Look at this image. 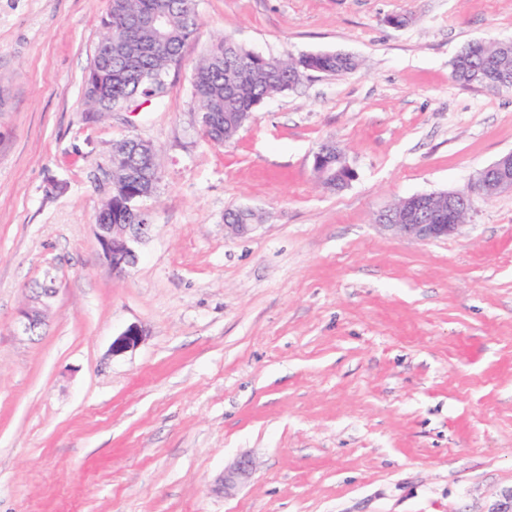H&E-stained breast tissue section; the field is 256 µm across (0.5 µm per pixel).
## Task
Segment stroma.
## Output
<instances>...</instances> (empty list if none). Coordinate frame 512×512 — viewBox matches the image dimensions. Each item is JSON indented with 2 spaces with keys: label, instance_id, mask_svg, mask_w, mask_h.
<instances>
[{
  "label": "stroma",
  "instance_id": "stroma-1",
  "mask_svg": "<svg viewBox=\"0 0 512 512\" xmlns=\"http://www.w3.org/2000/svg\"><path fill=\"white\" fill-rule=\"evenodd\" d=\"M108 0H0V512H499L512 499V192L457 236L375 214L468 192L512 152V89L451 62L512 40V0H196L159 102L85 112ZM404 15L395 28L388 19ZM266 57L345 52L229 142L191 74L221 37ZM157 153L153 231L114 275L95 236L112 145ZM356 177L325 191V142ZM252 208L238 237L224 213ZM54 288L38 335L19 311ZM134 349L113 355L128 327ZM256 471L231 494L225 468ZM336 143L325 142L314 155L313 169L316 176L319 178L321 186L329 192L342 191L343 183L340 182L337 172H333L332 163H336L340 168H344L352 176H354L353 169L348 163L344 153L338 150ZM254 464L250 456L242 455L235 463L224 471L220 486L226 492L246 482L252 477Z\"/></svg>",
  "mask_w": 512,
  "mask_h": 512
}]
</instances>
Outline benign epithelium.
Returning a JSON list of instances; mask_svg holds the SVG:
<instances>
[{
	"instance_id": "obj_1",
	"label": "benign epithelium",
	"mask_w": 512,
	"mask_h": 512,
	"mask_svg": "<svg viewBox=\"0 0 512 512\" xmlns=\"http://www.w3.org/2000/svg\"><path fill=\"white\" fill-rule=\"evenodd\" d=\"M135 154L145 167H153L154 150L152 146L138 138H127L113 155V164L128 168V156ZM348 172H353L344 153L333 142L323 143L314 155L313 169L321 186L329 192L343 190V183L338 174L333 172L332 164ZM158 177L143 182L137 192L127 198V209L133 214L135 224H97L95 235L103 257L112 268V273L122 276L138 261V245L150 234L152 229L151 212L144 206V201L155 191ZM497 193L502 190L512 191V152L503 155L495 163L485 168L470 192L461 194L447 192L443 198L436 194H416L408 200L416 203L415 207L402 209L390 206L376 214L377 221L386 229L406 238L420 242L445 240L460 230L462 224L455 221V216L467 205L473 195H483L485 191ZM244 221L240 224H227L232 234L246 235L254 228L255 213L250 208L242 209ZM23 330L28 335H35L43 325L42 312L38 306H30L20 313ZM142 330L136 326L127 328L120 336L112 340V354L125 353L140 344ZM254 464L250 456L242 455L224 471L220 481L223 490H231L252 477Z\"/></svg>"
}]
</instances>
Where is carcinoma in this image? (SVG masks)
I'll return each instance as SVG.
<instances>
[{
    "label": "carcinoma",
    "mask_w": 512,
    "mask_h": 512,
    "mask_svg": "<svg viewBox=\"0 0 512 512\" xmlns=\"http://www.w3.org/2000/svg\"><path fill=\"white\" fill-rule=\"evenodd\" d=\"M151 16L162 17V32L145 23ZM103 26L112 33V43L123 50L112 54V66L98 74L88 73L87 112H110L139 97L150 99L152 78H166L169 68L180 62L181 50L199 23L195 0H112ZM307 66L345 75L355 71L359 62L350 55L264 57L228 38L212 45L192 73V94L198 111L206 116L209 137L231 140L237 133L232 114L252 112L270 96L293 88L299 83L297 73H305ZM494 72L500 76L499 86L512 87V50H502L497 42H476L456 55L451 77L462 85L483 86ZM133 190L131 185L114 184L112 207L107 214L97 215L96 221L130 223L125 198Z\"/></svg>",
    "instance_id": "cac0c4a2"
}]
</instances>
